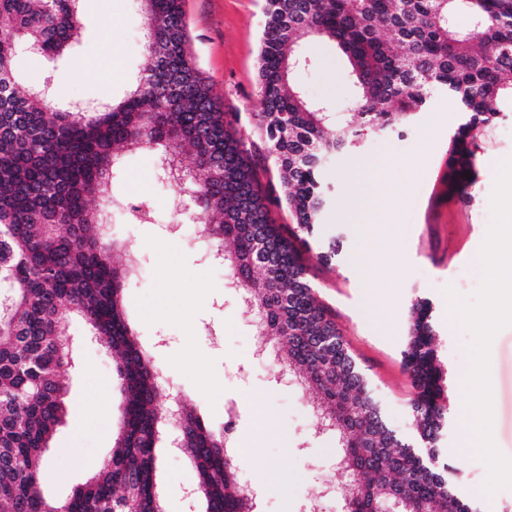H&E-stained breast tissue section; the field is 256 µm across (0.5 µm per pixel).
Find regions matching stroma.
<instances>
[{"mask_svg":"<svg viewBox=\"0 0 512 512\" xmlns=\"http://www.w3.org/2000/svg\"><path fill=\"white\" fill-rule=\"evenodd\" d=\"M83 30L72 54L48 61L26 57L23 79L50 84L58 103L120 100L150 60L143 47L144 23L132 0H81ZM190 48L204 76L225 106L241 113V129L251 142L250 160L265 170L264 143L248 116L257 111L259 41L265 23L263 0H185ZM301 50L308 67L291 81L314 102L331 111H347L351 83L347 63L335 44L310 39ZM446 92L408 128L372 137L354 153L336 154L323 173L331 205L322 217L319 242L340 238L342 255L325 265L308 259V277L320 298L336 314L342 337L367 376L389 426L399 434L412 430L408 401L411 380L401 365L408 336L409 306L428 298L437 327L438 354L448 370L454 407L462 405L457 378L468 367V333L449 324L446 286L471 296L480 284L478 250L491 221L490 198L498 166L512 157V106L491 124L479 142L478 183L471 199L448 192L451 138L461 112ZM368 165L396 189L391 219L366 248L350 209L349 176ZM112 182L122 196L148 202L157 220L138 224L124 219L110 225L111 235L127 240L141 259V274L125 292L127 314L141 342L155 350L166 376L182 384L184 399L209 425H224V401L242 404L241 440L255 451L239 468L242 483L257 489L259 512H304L310 498L335 481L332 464L340 448L336 434L317 433L310 406L314 393L297 384H276L272 356L253 357L252 314L224 287L221 269L204 263L189 229L170 232L177 218L168 201L170 186L158 182L151 153L127 155ZM368 251L377 268L365 278L352 268L359 251ZM379 295L378 312L369 300ZM68 332L77 345L76 360L64 374L67 413L47 450L52 459L41 483L54 500L66 498L89 480L112 454L123 397L113 389L115 361L110 349L91 334L86 322L71 317ZM493 429L500 451L512 456V326L501 329L490 348ZM111 387L109 408L99 402ZM451 424L441 445L455 471V489L475 499L481 512H512V489L481 495L487 469L460 445L466 437ZM190 467L184 456L164 455L157 473L166 512H197L184 494ZM275 483H264L265 474Z\"/></svg>","mask_w":512,"mask_h":512,"instance_id":"obj_1","label":"stroma"}]
</instances>
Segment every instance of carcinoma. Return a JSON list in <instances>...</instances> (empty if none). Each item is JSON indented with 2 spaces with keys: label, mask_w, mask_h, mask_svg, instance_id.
<instances>
[{
  "label": "carcinoma",
  "mask_w": 512,
  "mask_h": 512,
  "mask_svg": "<svg viewBox=\"0 0 512 512\" xmlns=\"http://www.w3.org/2000/svg\"><path fill=\"white\" fill-rule=\"evenodd\" d=\"M151 60L118 102L60 108L19 83L31 44L55 59L80 36L78 0H0V512H164L156 484L166 429L193 464L192 496L204 512H259L242 492L224 441L193 410L175 422L158 412L159 365L122 309L137 279L135 253L104 227L126 216L112 186L121 154L154 151L176 174L172 207L195 238L220 254L224 288L261 323L257 336L282 344L285 369L316 394L319 425L341 441L337 471L345 512H479L453 488L439 443L452 404L429 300L410 306L401 351L412 382V435L387 424L370 383L342 339L335 314L307 276L303 251L329 206L326 161L388 129L402 128L444 90L463 114L451 141L448 186L477 183L478 141L512 102V0H265L253 126L264 138L278 187L262 189L239 113L224 108L190 50L184 0H136ZM463 11L474 29L452 25ZM312 37L345 56L351 121L309 101L289 75ZM471 177H466V174ZM294 218L286 230L272 207ZM117 356L125 396L122 426L100 470L62 502L43 492L49 442L61 424L73 315Z\"/></svg>",
  "instance_id": "carcinoma-1"
}]
</instances>
